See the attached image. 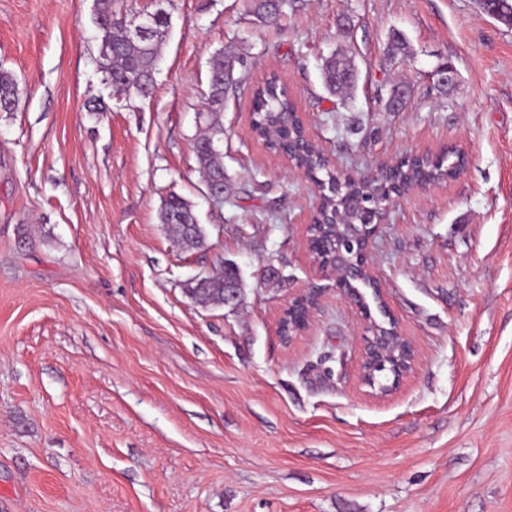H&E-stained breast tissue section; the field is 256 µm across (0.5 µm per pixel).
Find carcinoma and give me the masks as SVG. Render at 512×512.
Returning <instances> with one entry per match:
<instances>
[{"label":"carcinoma","instance_id":"cac0c4a2","mask_svg":"<svg viewBox=\"0 0 512 512\" xmlns=\"http://www.w3.org/2000/svg\"><path fill=\"white\" fill-rule=\"evenodd\" d=\"M283 4L284 0H248L247 7L256 21L267 23L280 16ZM131 13L130 9L125 11L116 7V0H95V19L102 34L100 58L104 81L112 88L113 95H122L126 101L130 99L132 91L144 98L149 96L158 58L171 24L163 0H157L153 11L142 13L145 25L139 34L130 33L124 24V18ZM386 46L388 54L394 58L406 54L408 42L405 34L399 30L391 31ZM237 60L239 57L222 50L212 57L206 98V127L194 142L198 170L205 184L214 182L227 194L232 193L233 184L224 170V152L214 148V141L224 139V107L236 97L241 84V78L236 76ZM345 73L356 74L350 57L334 53L323 59L321 79L329 93L336 95L354 88V85L346 86L342 82L341 75ZM24 93V87L12 74L0 71V97L9 102L4 111H12ZM409 96L408 85H393L384 103L385 110L396 111L394 101L404 103ZM296 112L295 103L280 77L273 74L253 88L250 106L252 131L257 141L268 149L307 168L308 176L321 192V205L315 218L317 224H331L335 215L342 224H364L368 218L367 212L351 208L352 199L362 197L367 207L373 208L377 204V195L394 194L405 186L421 181H445L455 176V169L464 161L459 152L403 158L378 178L360 176L348 181L346 187L338 191L336 170L329 168L325 158L306 150V132ZM158 217L181 249L191 251L203 247L205 232L190 200L176 193L168 194L162 201ZM236 276V268L228 264L211 275H198L185 280L182 290L195 304L216 306L224 298L225 279Z\"/></svg>","mask_w":512,"mask_h":512}]
</instances>
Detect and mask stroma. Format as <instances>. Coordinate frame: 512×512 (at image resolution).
Listing matches in <instances>:
<instances>
[{"instance_id": "35a3bbf8", "label": "stroma", "mask_w": 512, "mask_h": 512, "mask_svg": "<svg viewBox=\"0 0 512 512\" xmlns=\"http://www.w3.org/2000/svg\"><path fill=\"white\" fill-rule=\"evenodd\" d=\"M165 8L153 91L119 103L94 0H0V70L27 88L0 112V512H512V28L479 0H288L270 24L245 0ZM220 49L242 84L221 144L236 189L217 205L193 143ZM336 50L359 70L343 99L320 77ZM270 72L332 168L467 154L457 177L395 198L374 241L417 350L388 395L361 383L363 319L336 291L292 342L277 333L316 280L303 238L318 189L252 136L251 88ZM403 80L405 109L385 111ZM172 192L206 248L160 224ZM227 260L242 305L185 297Z\"/></svg>"}]
</instances>
